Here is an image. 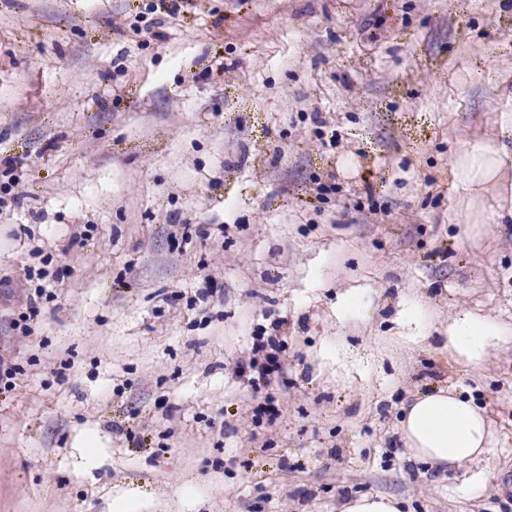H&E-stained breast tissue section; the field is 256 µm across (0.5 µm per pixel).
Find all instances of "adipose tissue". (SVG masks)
Here are the masks:
<instances>
[{
  "instance_id": "ef3b65f1",
  "label": "adipose tissue",
  "mask_w": 512,
  "mask_h": 512,
  "mask_svg": "<svg viewBox=\"0 0 512 512\" xmlns=\"http://www.w3.org/2000/svg\"><path fill=\"white\" fill-rule=\"evenodd\" d=\"M500 135L494 155H487L477 144L465 151L462 191L490 180L505 161H512V102L505 105ZM511 338L512 329L500 322L467 314L449 326L445 347L458 361L476 364L488 348ZM401 432L412 457L435 465L460 467L492 449L485 414L473 399L455 390L441 389L417 397L405 410Z\"/></svg>"
}]
</instances>
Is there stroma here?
Masks as SVG:
<instances>
[{"instance_id":"obj_1","label":"stroma","mask_w":512,"mask_h":512,"mask_svg":"<svg viewBox=\"0 0 512 512\" xmlns=\"http://www.w3.org/2000/svg\"><path fill=\"white\" fill-rule=\"evenodd\" d=\"M509 95L512 0H0V512H512V341H441L512 326L454 164ZM448 386L493 433L460 468L400 430ZM511 335L512 329L488 316L466 314L448 327L444 346L458 361L478 364L488 348ZM279 350L278 341L276 337L268 336L264 341L263 336H259L258 342L252 348V356L238 364L237 374L241 377H248L252 384L270 385L272 377L276 372L281 371L282 365L277 358L276 354L268 352ZM264 352H266L264 354ZM260 355L263 356V361H260ZM399 499L384 495H360L347 501L341 512H402Z\"/></svg>"}]
</instances>
